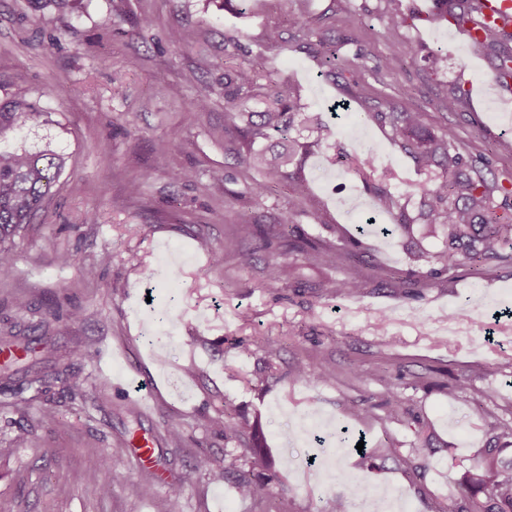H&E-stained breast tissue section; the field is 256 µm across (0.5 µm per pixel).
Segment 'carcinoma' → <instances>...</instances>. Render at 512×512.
Listing matches in <instances>:
<instances>
[{
    "label": "carcinoma",
    "mask_w": 512,
    "mask_h": 512,
    "mask_svg": "<svg viewBox=\"0 0 512 512\" xmlns=\"http://www.w3.org/2000/svg\"><path fill=\"white\" fill-rule=\"evenodd\" d=\"M480 0H452L446 11L448 21L463 27L479 21ZM407 25L399 8V0H386V22L382 37L396 41ZM476 48L494 59L495 76L507 84L512 80V32L498 27H485L473 41ZM322 67L329 76L336 74L341 62L336 43L322 45ZM448 62V56L437 50L425 55L411 49L406 65L429 73L438 72ZM267 80V84L260 80ZM224 83V132L235 134L238 146L225 152L236 164L255 169L261 181L247 188V194L259 198L279 186L288 190V207L265 224L258 218L243 220L265 247L288 243L309 259L323 258L330 263L365 262L369 253L360 239L352 237L335 242H287L290 227L308 193V184L298 170L300 157L307 146L289 138L300 105L293 85L286 78H274L255 67H226ZM265 98L262 111H252L247 102ZM464 92L456 90L440 100L439 108L446 112L462 111ZM46 112L35 102L22 99L0 102V277L12 273L16 263L15 237L33 224L43 209L56 179L64 169V154L47 144L34 150L28 146L23 131L42 121ZM363 119L388 131L390 141L401 153L414 160L427 175L420 185H410L403 195L396 196L387 188L392 177L389 169H378L370 154L349 153L340 146L334 149L330 162L345 173L358 175L372 191L379 207L392 216L393 223L379 228L388 236L399 234L406 240L409 258L423 264V276L439 279L448 271L464 267L471 275H481L491 263L512 267V187L498 179L490 160L482 153L462 149L448 128L438 129L426 112L401 110L393 104L385 109H367ZM274 135L282 140L281 149L270 154L268 149L253 148L258 139ZM419 197L417 214L410 215L401 197ZM426 239H440L443 249L434 254L423 246ZM268 288L281 287L283 268L271 254L263 267ZM418 271L389 272V281L408 296L417 295ZM322 296H358L366 283L347 279L338 283L321 284ZM0 348L7 352L23 351L33 364L41 363L36 348L30 345L23 331H9L0 336ZM211 426L224 435V441L242 447V454L254 458L261 471L235 478V489L242 498L259 500L269 495L276 479L273 465L265 461L258 448L262 447L264 431L259 423L248 422L239 411H224L211 420ZM502 449L490 448L478 458L471 469L459 479L458 496L448 512H512V459L501 456ZM362 454L375 462L398 458V449L365 448ZM211 462L205 455L196 457L193 470L186 473L184 484L170 491L169 512H181L184 485L190 484L196 472L206 470Z\"/></svg>",
    "instance_id": "carcinoma-1"
}]
</instances>
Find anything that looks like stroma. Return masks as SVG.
I'll return each instance as SVG.
<instances>
[{
  "label": "stroma",
  "instance_id": "35a3bbf8",
  "mask_svg": "<svg viewBox=\"0 0 512 512\" xmlns=\"http://www.w3.org/2000/svg\"><path fill=\"white\" fill-rule=\"evenodd\" d=\"M400 2L408 23L390 44L381 36L385 0H350L346 10L338 0H249L242 14L222 0H0V99L42 106L48 121L28 130L29 144L49 142L70 156L40 216L16 240L13 273L0 278V332L35 326L44 366L84 379L76 399L59 380L38 393L21 375L20 395L0 392L1 504L12 512H169L171 487L202 453L212 466L186 487L182 512H332L336 498L353 499L355 481L368 492L353 499V512L383 494L395 501L389 512L452 506L459 475L493 435L512 428V345L486 350L451 339L447 313L465 300L476 334L512 326V269L492 266L479 278L458 269L422 280L411 298L379 284L382 272L407 267L398 240L367 234L375 266L309 264L291 253L281 259L282 287L268 288L261 263L242 267L224 241L241 216L272 219L287 193L250 200L256 174L244 168L224 184L209 177L228 160L224 67L259 63L289 79L303 112L321 115L331 140L392 170V193L423 176L385 131L360 120L359 100L429 113L460 146L487 154L499 178L512 179V100L492 97L490 58L455 26L417 17L415 0ZM298 14L305 30L294 24ZM272 26L282 36L275 47L264 38ZM323 34L335 38L347 81L321 74ZM413 48L447 51V68L436 76L403 64L375 71L377 58L403 61ZM454 88L466 92L465 111H441L439 98ZM202 95L208 108L199 112ZM162 139L175 148L161 166L154 148ZM326 153L312 148L304 167L310 192L297 216L300 235L332 239L370 217L390 223L360 178L329 167ZM172 168L187 179L172 182ZM63 253L75 263L58 264ZM217 254L223 264H213ZM351 277L367 280L363 294L320 298L322 281ZM21 299L27 308H17ZM57 301L80 308L81 320L54 319L47 309ZM256 336L267 344L239 356V343ZM77 346L92 347L94 362L75 359ZM324 364L330 381L293 377ZM453 375L462 385L452 395L445 383ZM390 389L406 401L395 418L383 404ZM18 397L28 401L21 447ZM227 406L264 427L263 453L279 472L264 501L239 497L224 478L225 469L252 468L210 425ZM49 410L62 426L45 421ZM172 424L184 435L178 448L168 438ZM343 427L369 446H397L404 459L425 444L436 452L420 477L405 463L376 470L353 449L338 451ZM132 430L152 435V464L135 465L124 446ZM111 448L122 451L114 471L87 468ZM73 472L79 482L70 481ZM133 482L150 483L151 494L136 495Z\"/></svg>",
  "mask_w": 512,
  "mask_h": 512
}]
</instances>
